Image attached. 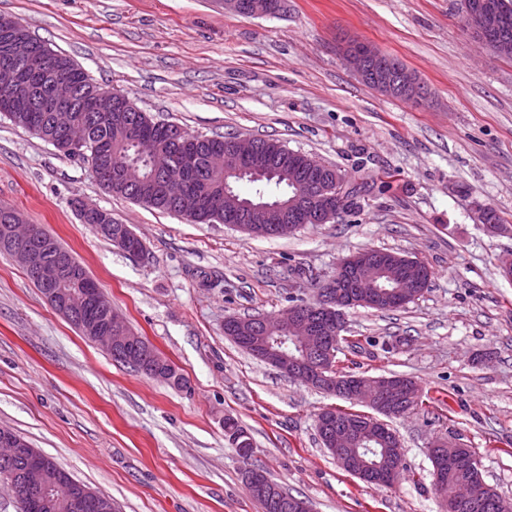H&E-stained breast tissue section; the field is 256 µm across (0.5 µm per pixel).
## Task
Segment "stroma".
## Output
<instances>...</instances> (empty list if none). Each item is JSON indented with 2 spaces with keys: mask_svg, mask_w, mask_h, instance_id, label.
Instances as JSON below:
<instances>
[{
  "mask_svg": "<svg viewBox=\"0 0 512 512\" xmlns=\"http://www.w3.org/2000/svg\"><path fill=\"white\" fill-rule=\"evenodd\" d=\"M36 38L154 121L194 136L273 139L341 169L365 190L334 224L254 237L198 224L102 189L88 162L0 115V205L20 210L82 263L132 329L187 389L113 361L0 254V427H8L119 512H262L224 430L313 512H440L427 450L472 448L485 482L512 503V57L464 30L459 0H284L249 17L224 0H0ZM392 55L428 86L417 105L365 85L346 41ZM85 200L129 225L132 256L79 220ZM397 252L432 272L405 308L348 309L343 333L374 342L358 375L400 374L423 407L390 419L405 451L398 483L375 488L322 447L316 418L348 401L281 373L224 334L230 315L277 317L312 299L337 262ZM473 216L475 220L483 224L487 231L492 234L500 235V236H512V227L508 224H494L490 220V207L480 204L473 203L472 205Z\"/></svg>",
  "mask_w": 512,
  "mask_h": 512,
  "instance_id": "obj_1",
  "label": "stroma"
}]
</instances>
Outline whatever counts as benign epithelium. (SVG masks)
<instances>
[{
	"instance_id": "obj_1",
	"label": "benign epithelium",
	"mask_w": 512,
	"mask_h": 512,
	"mask_svg": "<svg viewBox=\"0 0 512 512\" xmlns=\"http://www.w3.org/2000/svg\"><path fill=\"white\" fill-rule=\"evenodd\" d=\"M461 13L464 17L480 23L479 32L487 33L480 41L488 48L492 47L489 40L497 38L508 43L512 33V18L503 14L498 0H461ZM224 8L235 13L250 17H266L272 11L270 0H224ZM24 25L11 17L0 16V54L16 66L0 72V97L14 102L23 101L33 106L36 112H52L56 115H68L75 107L77 81L72 77L57 76L46 66L45 59L50 52H36L32 43L20 38ZM382 57V52L368 43H358V50L345 55L349 68L361 80H367L369 71L367 62ZM378 92H394L408 101H421L427 96L426 87L421 79L408 68L398 67L390 77L377 78ZM112 106V93H99L92 98L83 100L82 111L105 112ZM55 137L69 144L68 154L73 158L91 160L88 154L90 143L72 136L69 125H58ZM259 147L254 138H236L231 146L224 150V172L244 177L249 172L245 163L256 156ZM352 183L342 172H336L333 183H325L313 177L301 181L297 185L295 196L288 203L295 205L302 215L305 224H331L343 214V204L350 202ZM286 203V204H288ZM284 203L254 205L239 198L230 185H224V218L241 217L250 219L255 211H275L286 207ZM78 209L83 215H93L100 220L95 225L96 234L112 233V214L96 205L81 199ZM475 220L484 225L487 231L500 236H512V226L495 224L490 220V207L473 203ZM18 225L4 224L0 226V244L9 248L12 257L20 266L30 273L42 287L44 297L49 304L56 307L59 314L73 320L78 319L77 312L70 307V302L63 297L60 290L64 282L63 263L58 260H47L41 251L29 243L27 239L17 236ZM380 262L371 254L359 252L345 258L336 268V276L324 283L316 300L308 305H293L281 315V340L294 344L309 345L311 349L301 361L292 362L280 357L265 342H260L254 354L275 368L303 380L327 393L336 394L348 389L347 395L357 404H362L384 415L394 416L401 413V408L393 405L396 397L411 399L418 395L419 387L404 377H363L356 376L350 384L335 374L333 358L336 347V334L341 327L343 309L350 307H376V279L379 274ZM391 268L393 287L407 291L418 289L426 282L425 267L417 259L400 257L395 261H387ZM354 276L361 284L362 291L356 295H346L339 290V282ZM102 291L99 285L89 276L78 279L77 296L83 301L100 298ZM225 333L233 340H239L244 331L260 338L267 335L269 326L264 319H242L239 322L224 320ZM86 339L103 345L107 351L124 350L119 361L146 368L153 359L150 348L141 343V337L131 331L121 316L109 318L105 327L84 325ZM325 443L331 455L345 471L362 480H371L379 487H391L398 482L395 471H377L357 465L349 456L340 452L337 445L351 431L333 417L320 422ZM464 444L457 440H439L429 448V457L433 464V478L437 494L445 512L454 509L463 502L473 503L481 498V488L471 482L454 484L448 482V467L455 464ZM23 456L27 465L21 480L3 474L0 481L15 489L26 486L33 496L26 498L28 510L49 509L54 503V484L46 476L48 465L39 452L30 447L27 440L18 435H0V463L7 464L13 459ZM246 464V483L254 494L259 497L275 496L279 500L286 495L282 489L273 491L269 488L266 474L250 466L251 453H241ZM73 494L69 507L73 512H112L114 504L103 501L99 493L90 487L71 480Z\"/></svg>"
}]
</instances>
